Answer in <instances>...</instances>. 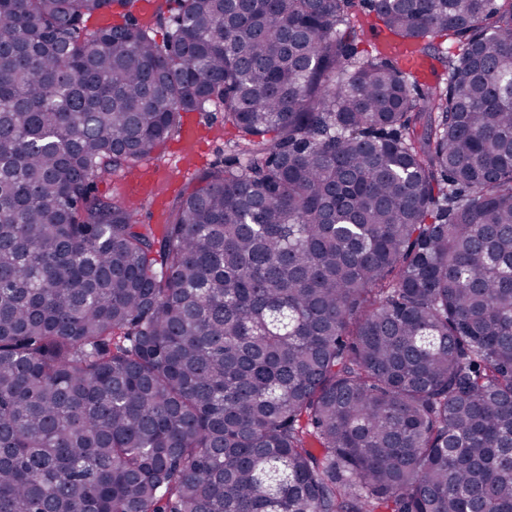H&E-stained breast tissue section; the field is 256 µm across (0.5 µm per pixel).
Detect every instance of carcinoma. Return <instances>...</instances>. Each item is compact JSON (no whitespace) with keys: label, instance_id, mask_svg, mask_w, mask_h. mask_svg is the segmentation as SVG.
Instances as JSON below:
<instances>
[{"label":"carcinoma","instance_id":"obj_1","mask_svg":"<svg viewBox=\"0 0 512 512\" xmlns=\"http://www.w3.org/2000/svg\"><path fill=\"white\" fill-rule=\"evenodd\" d=\"M134 2L0 0V512H512V0H365L424 89L352 0ZM210 106L161 235L96 193ZM351 11L356 15L355 20L358 19L359 24H361L358 50L364 55L368 53L375 55L378 49L384 54H388L384 51L385 46L394 45L395 42L376 20L375 15L373 13L368 14V9L361 0H354Z\"/></svg>","mask_w":512,"mask_h":512}]
</instances>
